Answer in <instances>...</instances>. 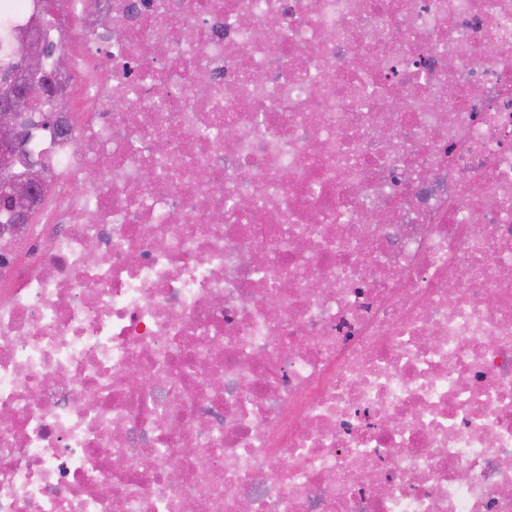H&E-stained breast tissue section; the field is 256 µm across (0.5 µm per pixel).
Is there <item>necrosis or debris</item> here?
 I'll list each match as a JSON object with an SVG mask.
<instances>
[{
  "instance_id": "1",
  "label": "necrosis or debris",
  "mask_w": 512,
  "mask_h": 512,
  "mask_svg": "<svg viewBox=\"0 0 512 512\" xmlns=\"http://www.w3.org/2000/svg\"><path fill=\"white\" fill-rule=\"evenodd\" d=\"M49 12L0 512H512V0Z\"/></svg>"
}]
</instances>
